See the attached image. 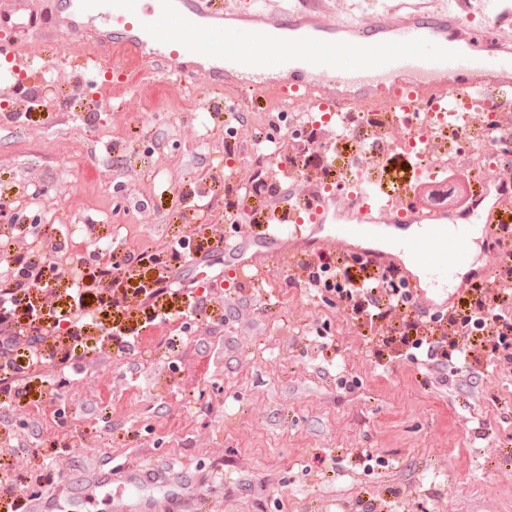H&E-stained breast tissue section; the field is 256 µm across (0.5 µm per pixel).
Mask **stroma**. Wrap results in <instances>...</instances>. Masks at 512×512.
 <instances>
[{
    "instance_id": "stroma-1",
    "label": "stroma",
    "mask_w": 512,
    "mask_h": 512,
    "mask_svg": "<svg viewBox=\"0 0 512 512\" xmlns=\"http://www.w3.org/2000/svg\"><path fill=\"white\" fill-rule=\"evenodd\" d=\"M7 8L0 44L17 58L0 56V225L53 233L88 271L109 252L167 254L182 229L202 243L256 231L249 214L232 223L226 210L227 190L260 173L238 144L272 134L251 119L264 105L251 89L204 71L184 85L138 67L99 75L81 94L76 65L88 46L45 38L52 0ZM365 247L397 252L378 229L352 244ZM397 254L416 287H454ZM258 269L253 278L231 264L218 276L190 269L175 309L205 302L222 325L193 319L169 350L176 325L153 310L108 317L114 335L140 334L137 353L87 363L70 385L48 368L49 382L0 409V443L18 438L28 450L15 496H48L98 462L116 480L130 468L188 471L200 491L191 512H359L368 502L375 512H512V372L421 385L417 364L367 356L335 297L290 287L292 264L262 259ZM341 377L360 384L339 387ZM41 395L54 398L61 424L36 416Z\"/></svg>"
}]
</instances>
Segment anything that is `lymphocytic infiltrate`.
Masks as SVG:
<instances>
[{"label":"lymphocytic infiltrate","mask_w":512,"mask_h":512,"mask_svg":"<svg viewBox=\"0 0 512 512\" xmlns=\"http://www.w3.org/2000/svg\"><path fill=\"white\" fill-rule=\"evenodd\" d=\"M474 177L473 170L458 168L440 180L418 181L413 204L423 209L441 199L449 210L466 211L473 201ZM496 252L491 279L474 285L461 305L442 310L422 307L398 267L372 269L358 253L322 252L314 263L297 260L298 272L289 276L288 284L316 288L349 303L360 327L391 320L383 346H397L399 354L423 371L468 379L480 362L512 370V246H497ZM220 261L215 246L193 244L186 235L175 237L168 259L130 252L111 256L88 274L71 262L65 242L35 232L20 234L12 224L0 226V394L21 397L27 380L42 376L46 363L73 360L71 354L45 347L54 332L31 300L33 292H48L45 272L69 282L68 337L73 340L97 325L104 309L130 308L124 283L133 278L135 266L153 267V288L136 303L145 307L178 295L184 264L211 267Z\"/></svg>","instance_id":"lymphocytic-infiltrate-1"}]
</instances>
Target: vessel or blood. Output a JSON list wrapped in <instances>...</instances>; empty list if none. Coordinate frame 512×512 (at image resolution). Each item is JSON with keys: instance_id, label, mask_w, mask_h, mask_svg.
<instances>
[{"instance_id": "b4317fda", "label": "vessel or blood", "mask_w": 512, "mask_h": 512, "mask_svg": "<svg viewBox=\"0 0 512 512\" xmlns=\"http://www.w3.org/2000/svg\"><path fill=\"white\" fill-rule=\"evenodd\" d=\"M98 6L101 30L85 68L102 73L129 69L149 62L179 83H189L191 64L208 65L216 82L234 81L245 73L257 78V97L284 101L307 99L321 112L361 102L378 112H401L413 132L423 128V112L453 108L467 111L465 94L481 90L504 114L512 113V48L495 43L503 27H512V9L496 13L474 37L459 33L460 19L473 15L474 0H403L400 10L383 6L368 20L353 17L354 0H344L338 21L326 19V0H295L287 9L262 8L246 12L220 0H163L149 8L148 0H82ZM224 33L211 41L210 31ZM248 42L237 39L240 31ZM172 45V52L154 51L155 43ZM401 155L382 146L374 159L377 179L362 175L350 196L360 218L357 224L339 225L334 243L344 247L359 236L370 214L383 216L386 225L412 222L423 226L421 235L408 238L405 248L426 269L454 271L466 265L469 243L457 239L447 250L446 208L421 210L412 205L416 169L398 172ZM323 207L309 194L285 190L267 209V220L291 227L289 239L260 230L238 245L222 246L224 261L251 269L254 260L285 259L302 238L305 223L323 220ZM487 241L512 233V193L498 196L481 214ZM112 473L89 467L75 480L63 483L47 500L29 501L26 512H61L63 506L97 505L98 492H111ZM169 499L191 501L197 485L185 473H172L161 484Z\"/></svg>"}]
</instances>
